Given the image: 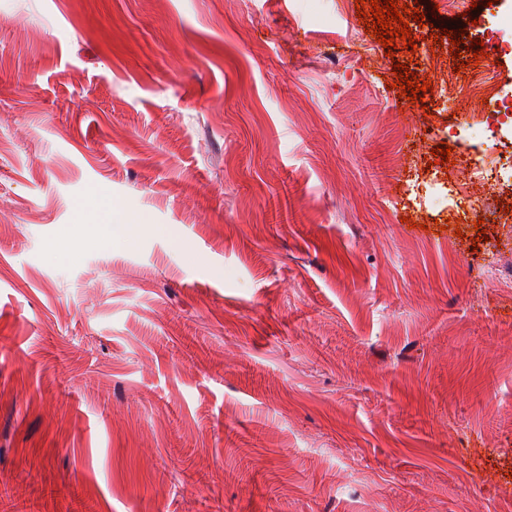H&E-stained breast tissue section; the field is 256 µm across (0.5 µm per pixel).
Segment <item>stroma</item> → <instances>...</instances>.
Masks as SVG:
<instances>
[{"mask_svg": "<svg viewBox=\"0 0 512 512\" xmlns=\"http://www.w3.org/2000/svg\"><path fill=\"white\" fill-rule=\"evenodd\" d=\"M356 13L0 0V512H512V186Z\"/></svg>", "mask_w": 512, "mask_h": 512, "instance_id": "stroma-1", "label": "stroma"}]
</instances>
